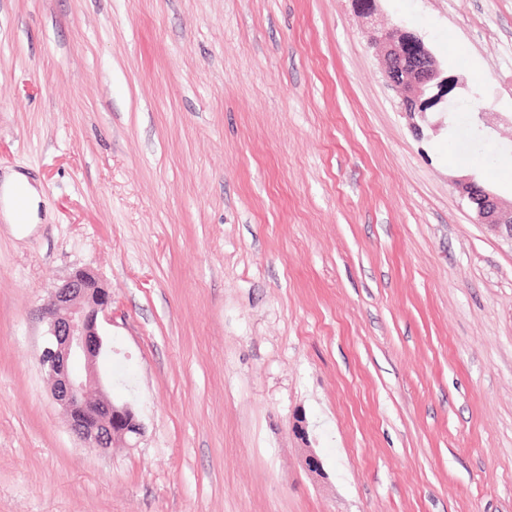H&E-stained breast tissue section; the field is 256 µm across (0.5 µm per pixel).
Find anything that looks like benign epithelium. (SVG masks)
Returning a JSON list of instances; mask_svg holds the SVG:
<instances>
[{"mask_svg":"<svg viewBox=\"0 0 512 512\" xmlns=\"http://www.w3.org/2000/svg\"><path fill=\"white\" fill-rule=\"evenodd\" d=\"M367 34L380 50L385 79L400 93L401 111L422 133L421 122L445 102L455 80L442 75L434 55L415 32L372 21ZM458 192L474 223L512 239V204L505 205L473 179L459 182ZM111 304L108 290L91 272L71 273L48 301L49 341L39 356L70 430L86 447L103 453L117 444H130L142 433L132 406L112 400L98 376L97 363L106 350L99 322Z\"/></svg>","mask_w":512,"mask_h":512,"instance_id":"7a95c632","label":"benign epithelium"}]
</instances>
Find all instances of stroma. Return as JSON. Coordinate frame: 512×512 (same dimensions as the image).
Listing matches in <instances>:
<instances>
[{
  "instance_id": "35a3bbf8",
  "label": "stroma",
  "mask_w": 512,
  "mask_h": 512,
  "mask_svg": "<svg viewBox=\"0 0 512 512\" xmlns=\"http://www.w3.org/2000/svg\"><path fill=\"white\" fill-rule=\"evenodd\" d=\"M376 6L457 81L422 134L353 0H0V173L42 196L0 221V512H512V239L456 189L512 202V0ZM78 269L130 448L39 364Z\"/></svg>"
}]
</instances>
